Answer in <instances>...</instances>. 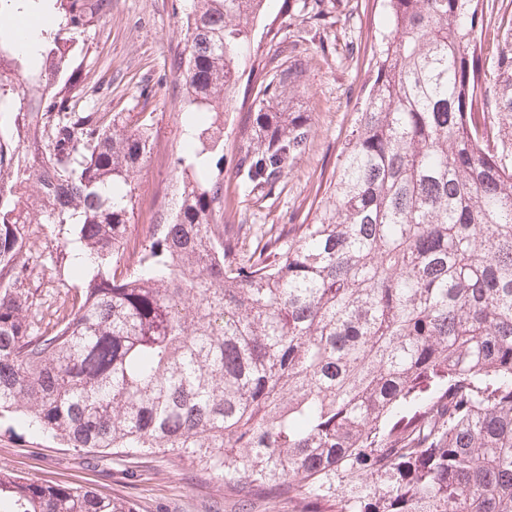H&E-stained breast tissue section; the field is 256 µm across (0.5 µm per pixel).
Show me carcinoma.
<instances>
[{
    "mask_svg": "<svg viewBox=\"0 0 512 512\" xmlns=\"http://www.w3.org/2000/svg\"><path fill=\"white\" fill-rule=\"evenodd\" d=\"M0 0V91L21 61ZM369 83L311 222L247 248L215 223L222 169H182L169 224L127 247L151 112H77V35L105 0H55L23 106L0 131V413L78 449L165 454L241 501L299 512H512V16L489 0H384ZM263 0H193L174 60L224 150V107ZM263 79L238 187L269 195L312 122ZM82 281L39 330L29 228ZM0 512H137L80 485L0 471Z\"/></svg>",
    "mask_w": 512,
    "mask_h": 512,
    "instance_id": "obj_1",
    "label": "carcinoma"
}]
</instances>
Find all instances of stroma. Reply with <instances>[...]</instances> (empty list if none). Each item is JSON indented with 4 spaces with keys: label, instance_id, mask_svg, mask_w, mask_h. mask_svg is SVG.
Segmentation results:
<instances>
[{
    "label": "stroma",
    "instance_id": "stroma-1",
    "mask_svg": "<svg viewBox=\"0 0 512 512\" xmlns=\"http://www.w3.org/2000/svg\"><path fill=\"white\" fill-rule=\"evenodd\" d=\"M188 9L189 0H108L103 20L87 28L74 48V64L88 74L85 91L74 100L76 109L155 116L153 150L135 181L129 240H142L147 225L171 222L168 197L183 165L211 172L223 167L225 184L235 185L238 128L249 118L244 95L283 67L294 50L301 53L307 91L290 105L311 116L310 146L269 196H232L219 219L241 225L251 239L273 224L303 223L336 168L340 142L370 77L386 17L383 0H320L314 10L305 0H266L240 69L239 92L224 112V152L198 157L184 150V116L191 106L172 67L183 50L180 30ZM144 87L151 91L146 99L139 95ZM64 240L49 224L31 249L30 265L44 274L39 292L49 304L80 286L69 267L51 264ZM0 471L39 482L83 484L135 503L138 512H241L225 498L222 484L202 478L188 465H174L167 456L79 452L12 416L0 418Z\"/></svg>",
    "mask_w": 512,
    "mask_h": 512
}]
</instances>
